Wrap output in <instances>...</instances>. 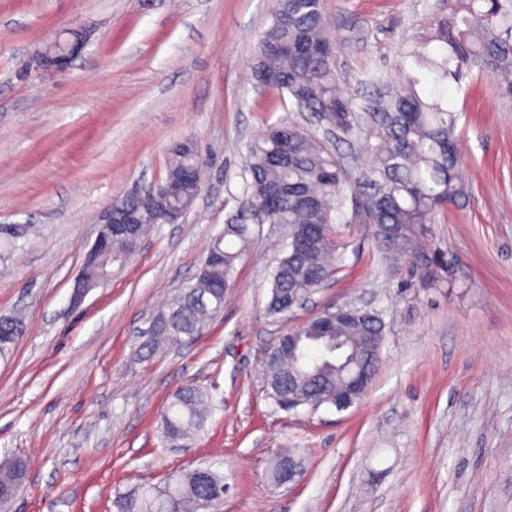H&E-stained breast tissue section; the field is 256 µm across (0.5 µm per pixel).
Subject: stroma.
<instances>
[{"label": "stroma", "mask_w": 512, "mask_h": 512, "mask_svg": "<svg viewBox=\"0 0 512 512\" xmlns=\"http://www.w3.org/2000/svg\"><path fill=\"white\" fill-rule=\"evenodd\" d=\"M274 0H0V314L23 333L0 354V459L28 467L7 512H113L134 485L199 467L223 473L220 512H512V101L492 82L448 85L460 114L463 195L432 241L454 259L449 289L397 290L359 206L370 158L335 152L350 175L339 271L290 316L269 314L280 254L262 236L223 312L150 360L138 336L192 281L243 189L247 146L267 125L317 129L290 100L265 107L251 68ZM444 0H323L344 90L363 103L395 81ZM92 37L63 72L34 56L64 28ZM208 170L194 206L159 224L132 259L73 306L74 278L112 199L163 181L172 148ZM345 305L382 311L380 369L344 411L286 412L262 379L287 329ZM212 394L188 444L165 441L177 389ZM281 448L300 462L269 477Z\"/></svg>", "instance_id": "obj_1"}]
</instances>
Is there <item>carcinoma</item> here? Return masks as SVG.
Returning <instances> with one entry per match:
<instances>
[{"instance_id": "1", "label": "carcinoma", "mask_w": 512, "mask_h": 512, "mask_svg": "<svg viewBox=\"0 0 512 512\" xmlns=\"http://www.w3.org/2000/svg\"><path fill=\"white\" fill-rule=\"evenodd\" d=\"M433 33L407 53L410 68H401L398 83L383 88L356 113L354 100L340 85L333 64L321 0H275L271 25L263 32L251 74L257 87L285 93L298 112L317 114L325 128L319 137L297 123L268 126L250 143L242 193L224 220V232L208 250L212 261L196 281L171 295L140 335L138 352L152 359L168 348L199 336L224 309L237 265L250 250L261 224H280L299 231L302 246H287L270 273L268 311L287 316L306 295L323 287L336 273L338 230L348 174L329 147L328 134L363 136L371 156L363 182L362 208L373 225L377 246L392 263L411 258L410 280L424 288L452 284L447 255L431 244L430 226L457 203L463 173L456 147L459 113L448 106V81L473 71L493 81L496 92L512 98V0H448V12L436 18ZM164 184L167 196L146 203L128 195L114 199L131 216L137 232L114 242V248L136 253L165 210L191 206L202 189L203 163L192 146L173 150ZM352 318L329 327L311 320L292 330L313 336L321 353L288 354V334L266 353L263 379L279 409L338 411L349 408L341 369L330 347L336 337L356 344L361 336L385 342L380 312L347 306ZM15 316H0V352L14 343ZM210 393L196 385L175 391L162 418L172 443L187 441L208 418ZM293 453L275 458L271 478L286 482ZM26 474L20 458L0 461V495L17 490ZM224 475L210 468L176 475L162 486H136L118 494L115 512H199L203 501L216 512L224 500Z\"/></svg>"}]
</instances>
